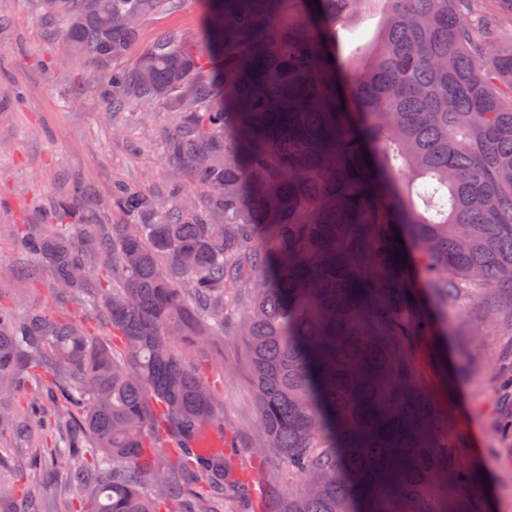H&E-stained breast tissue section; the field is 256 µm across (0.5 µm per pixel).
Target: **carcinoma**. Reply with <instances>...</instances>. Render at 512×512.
I'll list each match as a JSON object with an SVG mask.
<instances>
[{"mask_svg":"<svg viewBox=\"0 0 512 512\" xmlns=\"http://www.w3.org/2000/svg\"><path fill=\"white\" fill-rule=\"evenodd\" d=\"M91 61L106 111L174 105L167 147L201 193L112 189L105 230L56 201L25 250L64 295L104 313L112 341L0 304V428L62 400L89 445L57 447L81 512H224L238 463L189 445L225 434L224 375L186 337L232 334L258 411L259 461L278 469L264 512H472L477 472L437 418L418 342L435 334L412 288L512 327V0H382L373 47L342 30L370 0H201L204 26L127 57L176 0H43ZM401 237L403 243L396 242ZM512 431V377L500 380ZM20 487L0 472V512Z\"/></svg>","mask_w":512,"mask_h":512,"instance_id":"carcinoma-1","label":"carcinoma"}]
</instances>
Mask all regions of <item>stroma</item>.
<instances>
[{
	"mask_svg": "<svg viewBox=\"0 0 512 512\" xmlns=\"http://www.w3.org/2000/svg\"><path fill=\"white\" fill-rule=\"evenodd\" d=\"M43 13L42 0H0V303L21 317L41 311L68 318L107 339L111 329L103 316L76 298L59 296L48 268L22 248L16 227L61 197L99 223L122 224L126 218L109 195L114 185L186 188L189 171L171 168L165 159L175 109L135 102L127 114L112 116L99 86L83 80L90 62L60 49L59 30L45 24ZM201 22V0H178L175 8L141 26L138 43L191 34ZM417 293L440 326L421 348L438 413L463 435L464 460L484 474L476 493L479 504L486 512H512V439L498 432L501 395L493 381L512 338L478 332L469 310L446 306L430 288ZM52 410L48 403L27 413V435L0 429V463L40 483L37 502L19 495L13 512L79 508L65 468L51 464L47 454L59 441L44 429ZM255 416L253 389L242 367L224 384V452L236 457L253 491L229 504V512H259L262 497L271 491L267 467L249 453Z\"/></svg>",
	"mask_w": 512,
	"mask_h": 512,
	"instance_id": "stroma-1",
	"label": "stroma"
}]
</instances>
